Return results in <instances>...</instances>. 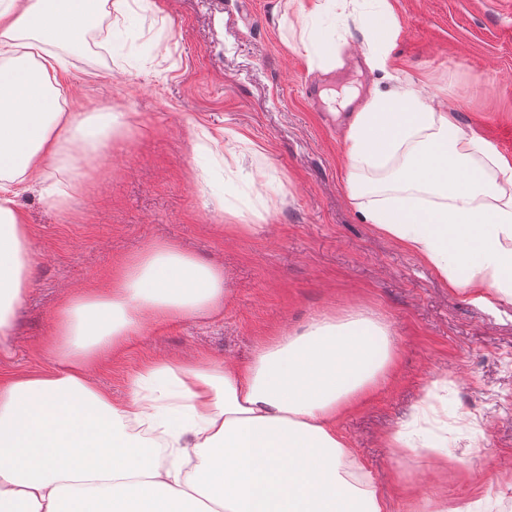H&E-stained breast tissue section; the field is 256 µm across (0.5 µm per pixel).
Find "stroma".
I'll return each mask as SVG.
<instances>
[{
	"label": "stroma",
	"instance_id": "1",
	"mask_svg": "<svg viewBox=\"0 0 512 512\" xmlns=\"http://www.w3.org/2000/svg\"><path fill=\"white\" fill-rule=\"evenodd\" d=\"M305 2L125 0L104 8L81 50L64 52L66 111L118 114L130 139L75 161L80 186L66 207L40 184L22 195L33 263L0 373L47 368L42 343L59 299L100 281L115 260L170 241L223 267L224 314L147 326L91 375L113 401L147 361L244 363L266 336L366 312L389 327L395 368L338 428L389 512H408L404 483L418 502L503 512L512 505V302L476 306L361 220L342 163L341 106L321 92L412 87L512 158V0H388L398 35L383 70L366 65L374 43L360 24L376 0L309 19ZM314 28L341 66L307 47ZM203 130L218 142L199 156ZM436 381L434 418H416ZM412 419L446 441L447 456L395 452L392 434Z\"/></svg>",
	"mask_w": 512,
	"mask_h": 512
}]
</instances>
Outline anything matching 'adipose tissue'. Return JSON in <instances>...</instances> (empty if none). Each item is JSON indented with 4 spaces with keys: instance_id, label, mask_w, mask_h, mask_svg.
Listing matches in <instances>:
<instances>
[{
    "instance_id": "ef3b65f1",
    "label": "adipose tissue",
    "mask_w": 512,
    "mask_h": 512,
    "mask_svg": "<svg viewBox=\"0 0 512 512\" xmlns=\"http://www.w3.org/2000/svg\"><path fill=\"white\" fill-rule=\"evenodd\" d=\"M104 0H0V350L26 300L28 216L17 199L71 151L120 144L109 112L59 102L61 50L80 47ZM387 65L397 34L382 4L361 20ZM349 196L363 221L422 258L473 303L512 299V160L414 89L372 92L348 113ZM364 172L392 175L367 200ZM224 309V271L169 241L111 264L63 296L44 341L50 369L0 378V512H386L336 426L393 366L375 320L314 318L243 364L155 360L128 398L88 372L120 355L147 322L206 321Z\"/></svg>"
}]
</instances>
